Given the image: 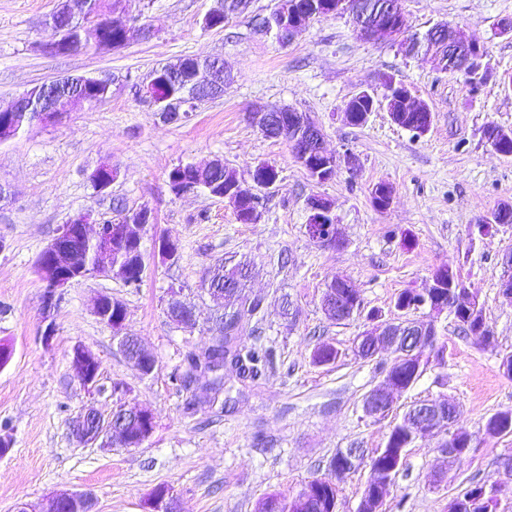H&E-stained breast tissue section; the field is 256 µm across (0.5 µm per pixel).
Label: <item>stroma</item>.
<instances>
[{"label":"stroma","instance_id":"35a3bbf8","mask_svg":"<svg viewBox=\"0 0 512 512\" xmlns=\"http://www.w3.org/2000/svg\"><path fill=\"white\" fill-rule=\"evenodd\" d=\"M272 0L248 8L220 29L203 26L217 0H127L122 15L128 43L101 52L87 47L55 56L41 44L59 0H0V105L24 91L66 75L95 73L113 79L112 96L81 106L53 124L36 123L0 143V345L12 349L0 367V426L12 444L0 455V512L24 502L40 507L51 491L88 493L93 512H144L158 485L170 487L183 512H256L268 494L291 496L327 475L337 449L384 446L390 426L412 402L442 396L458 403L471 434L466 455L447 465L439 441L426 438L408 448L402 471L382 512H448V502L473 481L502 477L512 456V436L493 437L487 419L512 408V376L501 367L512 353V300L500 292L502 259L512 253V224L489 235L475 224L503 202L512 203V155L485 139L494 124L512 129V34L499 20L512 17V0H405V23L424 33L443 21L458 27L485 50L483 77L446 72L431 57L406 56L396 43L359 38L348 16L319 18L288 45L256 33L255 15ZM214 56L232 72L223 96L189 118L160 119L130 91L161 65L186 57ZM404 83L433 114L429 131L417 136L394 124L384 107L386 79ZM374 94L367 122L350 125L345 103L360 89ZM258 106L288 107L307 114L322 130L324 145L355 158L333 179L316 183L288 144L265 137L250 120ZM222 158L242 180L257 164L275 166V189L265 192L261 218L237 221L228 202L200 193L174 197L167 185L181 163ZM119 174L107 194L88 175L104 159ZM394 193L376 209L372 186ZM333 202L344 233L339 248L323 247L305 232L306 201ZM148 207L154 216L144 240L147 266L140 288L91 276L66 288L54 312L55 334L43 340L41 280L36 260L62 224L87 212L98 223L113 205ZM176 240L180 257L162 261L155 238ZM250 259L255 272L248 293L260 301L259 344L272 347L276 364L257 382L228 375L231 402L212 403L196 390L199 411L185 416L184 395L170 375L190 350L208 346L205 330L186 332L166 316L169 292L207 311L198 288L207 267L225 258ZM447 266L483 306L489 345L463 337L450 315L438 322L443 359L432 361L403 392L392 415L376 421L362 411L364 395L385 376L393 358L363 360L353 342L370 313L390 317L395 296L424 288ZM348 278L364 301L363 311L337 324L321 307L326 282ZM109 294L127 308L124 332L137 337L157 368L143 376L119 350L111 328L93 313L95 298ZM298 315H282L283 295ZM321 342L340 352L335 363L314 365ZM84 344L100 361L99 388L85 387L69 370V353ZM125 388L113 397V384ZM149 407L152 436L137 448L81 446L70 423L84 408L110 414L114 400Z\"/></svg>","mask_w":512,"mask_h":512}]
</instances>
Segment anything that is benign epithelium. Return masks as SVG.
Instances as JSON below:
<instances>
[{"label": "benign epithelium", "instance_id": "1", "mask_svg": "<svg viewBox=\"0 0 512 512\" xmlns=\"http://www.w3.org/2000/svg\"><path fill=\"white\" fill-rule=\"evenodd\" d=\"M77 11L75 0H65L63 6L53 14L51 36L42 44L44 52L50 55H60L66 51L73 52L89 44L97 49H116L123 46L128 40L129 28L120 20L112 18L116 9L107 14H98L88 19V25L80 31L79 39L69 37L70 26L67 25L69 17ZM112 26L119 31L116 40L102 41V28ZM301 26L296 7L288 3L284 5L282 18L275 27L269 30L279 43L286 45L298 34ZM453 38L457 51L467 54L473 62L472 70L479 71V63L483 57L480 46L466 37L459 29H454ZM61 82L42 85L41 95L26 91L19 95L10 105L0 107V142H6L18 136L20 130L30 126L33 122H51L58 119L63 113L75 106L100 104L103 99L90 98L84 94L67 95L59 100L55 99L57 88ZM255 123L266 131L276 123L280 126L288 124V115H277L260 109L253 115ZM320 161L315 166V176L326 178L336 173V168L344 165L353 168L352 156H343L329 152L325 148L318 150ZM224 166V161L213 160L204 166L189 164L195 181L191 185H184L176 176L168 181L170 192L180 197L194 193L205 188L215 198H230L237 191L245 187V183L238 180L229 189L224 190L211 182V174ZM117 176V167L112 162L101 163L89 176L95 191L104 194L112 186ZM307 209L310 212L308 223L305 224L307 235L316 242L325 246H337L343 243V233L332 215V208L326 200L313 196L307 200ZM150 212L136 210L129 214L127 223L106 225L99 224L94 233H89V215L79 213L62 225L43 248L37 269L41 279L46 283L42 297L43 321L46 322L43 336L50 341L54 336L55 325L52 319L57 307L60 290L87 277L93 273L105 278L123 279L128 264L132 258L144 261L142 251L143 236L148 230ZM95 250L96 265L93 272L85 268L74 266L75 248ZM324 314L329 319L336 318L344 305L343 297L332 289H327L321 300ZM447 311L445 306L431 308L429 318L425 321H414L405 329L404 335L398 337L387 323L378 324L363 333L366 347L370 348L373 356L390 353L398 346H403L402 358L392 363L384 379L375 385L363 400V412L371 418H382L389 408L393 407L396 396L408 389V385L394 375L396 367L405 362L416 366L415 374H420L423 362L431 357H440L441 351L432 345L436 318ZM96 316L107 325L113 326L114 335L118 338L121 349L131 347L138 356L146 354L141 342L133 337L122 334L123 325L112 324V297L100 295L94 305ZM69 368L73 376L90 389L98 387V372L100 364L97 356L86 346L77 344L73 347ZM153 416L151 409L140 407L129 410L126 407H117L104 418L98 411L90 406L86 408L74 425V438L77 443L88 446L103 440L109 446H121L130 443L131 431L141 422ZM461 417L459 406L446 397H439L427 401L418 407L416 414L407 422L415 439L435 437L442 430L451 428L455 419ZM87 495L78 491H62L50 495L42 504L40 512H67L73 508L79 512ZM150 512H181L176 496L170 491L163 493L150 501Z\"/></svg>", "mask_w": 512, "mask_h": 512}]
</instances>
